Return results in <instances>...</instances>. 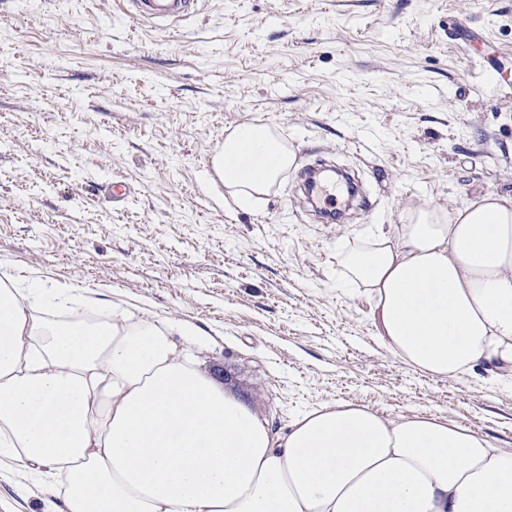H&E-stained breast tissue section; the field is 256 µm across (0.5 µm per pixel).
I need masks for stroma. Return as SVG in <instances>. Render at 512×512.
Here are the masks:
<instances>
[{"instance_id":"1","label":"stroma","mask_w":512,"mask_h":512,"mask_svg":"<svg viewBox=\"0 0 512 512\" xmlns=\"http://www.w3.org/2000/svg\"><path fill=\"white\" fill-rule=\"evenodd\" d=\"M244 122L297 154L247 210L204 166ZM321 162L358 171L366 211L313 219L296 177ZM485 192L512 194V0H199L164 31L113 0H0V278L169 326L274 431L356 403L512 451V387L393 357L339 262L375 227ZM61 507L0 464V512Z\"/></svg>"}]
</instances>
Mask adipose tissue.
<instances>
[{
    "mask_svg": "<svg viewBox=\"0 0 512 512\" xmlns=\"http://www.w3.org/2000/svg\"><path fill=\"white\" fill-rule=\"evenodd\" d=\"M296 160L244 123L213 168L247 207ZM340 259L404 364L512 386V194L416 210ZM90 305L0 279V462L61 477L63 512H512V452L469 428L331 403L277 435L167 328Z\"/></svg>",
    "mask_w": 512,
    "mask_h": 512,
    "instance_id": "adipose-tissue-1",
    "label": "adipose tissue"
}]
</instances>
